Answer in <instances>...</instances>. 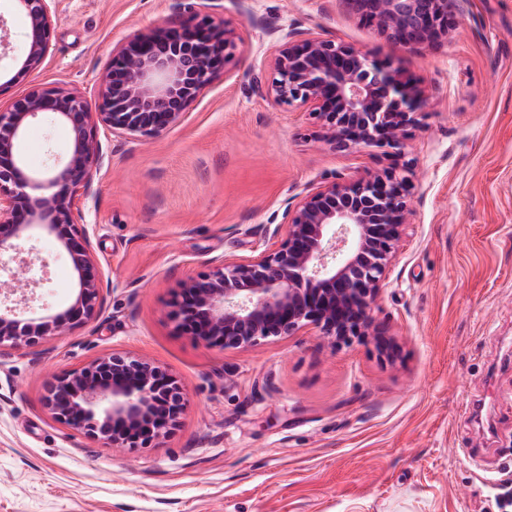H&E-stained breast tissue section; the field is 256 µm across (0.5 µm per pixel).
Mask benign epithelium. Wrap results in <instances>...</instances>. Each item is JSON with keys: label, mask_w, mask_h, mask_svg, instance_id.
<instances>
[{"label": "benign epithelium", "mask_w": 512, "mask_h": 512, "mask_svg": "<svg viewBox=\"0 0 512 512\" xmlns=\"http://www.w3.org/2000/svg\"><path fill=\"white\" fill-rule=\"evenodd\" d=\"M25 17L28 44L3 91L40 69L51 51L56 0H13ZM454 0H350L361 20L405 49L430 47L455 25ZM267 79L257 92L275 107L301 109L336 150L374 146L401 155L423 105L398 71L366 52L320 34L270 33ZM233 21L193 18L178 37L163 26L137 32L112 49L91 111L76 90L33 89L0 105V347L34 346L92 322L102 306V277L90 234L76 207L80 189L107 158L98 128L117 137H151L178 125L234 60ZM46 116L67 131L65 158L25 173L23 142ZM413 169L392 164L340 181H320L285 203L283 221L266 227L274 243L256 256L221 257L184 282L170 318L176 329L210 346L240 349L312 328L332 346L353 338L390 362L401 345L374 317L383 285L409 236ZM55 237L76 277L63 312L38 314L28 293L47 262L23 244ZM179 380L126 353L105 354L55 378L43 398L53 418L113 448H139L165 436L185 406Z\"/></svg>", "instance_id": "7a95c632"}]
</instances>
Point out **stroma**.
Segmentation results:
<instances>
[{"mask_svg": "<svg viewBox=\"0 0 512 512\" xmlns=\"http://www.w3.org/2000/svg\"><path fill=\"white\" fill-rule=\"evenodd\" d=\"M58 0L43 66L0 93L68 87L90 106L127 34L205 16V0ZM236 58L154 137L99 130L108 164L78 205L102 272L95 322L0 349V512H505L512 492V0H459L447 40L410 51L347 0H224ZM314 30L389 62L426 104L405 139L416 164L410 235L374 309L403 345L379 358L315 330L223 350L176 330L173 295L222 256L264 249L311 182L392 164L338 151L308 113L256 95L268 29ZM62 127L31 123L30 169L63 155ZM39 303L68 306L74 275L53 238ZM124 352L181 381L178 426L145 448H112L57 423L53 376Z\"/></svg>", "mask_w": 512, "mask_h": 512, "instance_id": "1", "label": "stroma"}]
</instances>
